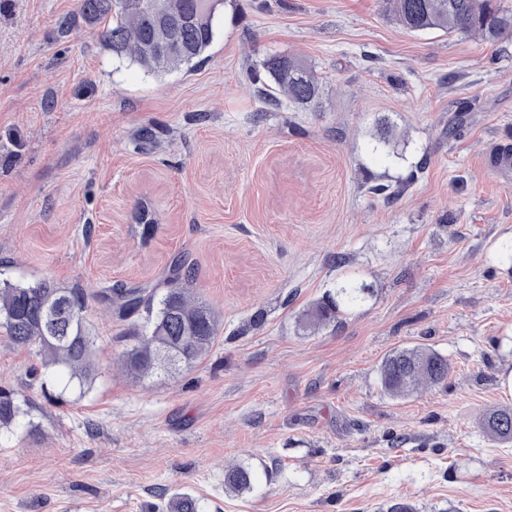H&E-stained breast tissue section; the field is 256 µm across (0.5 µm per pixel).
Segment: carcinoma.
<instances>
[{"label":"carcinoma","mask_w":512,"mask_h":512,"mask_svg":"<svg viewBox=\"0 0 512 512\" xmlns=\"http://www.w3.org/2000/svg\"><path fill=\"white\" fill-rule=\"evenodd\" d=\"M131 7L128 0H77L78 17L104 24L101 41L119 60L136 63L147 71L163 75L185 68L192 70L214 39L216 9L212 0H138ZM397 22L409 32L439 29L478 35L486 41L512 39V12L501 9L494 0H385ZM191 12L193 26L182 33L185 52L160 54L157 48L169 43L175 31L158 19ZM266 80L255 87L254 94L263 111L278 112L285 105L319 112L324 88L315 69L303 59L289 54L272 55L263 63ZM191 268L176 259L164 282V293L155 300L154 288H109L102 294L106 312L121 317L145 314L136 329L132 344L118 354L117 362L133 378L169 373L190 368L212 346L220 330V320L213 308L196 299ZM366 288L354 281L336 286L334 296L318 304L309 313L316 323L330 322L343 308L364 300ZM86 293L66 288L50 279L28 284L0 280V327L20 346H35L43 357V367L55 374L62 370L67 384L85 390L96 375L97 336L86 318ZM448 358L426 347L404 348L386 357L380 369L383 391L392 396L409 395L422 386L448 379ZM24 411L14 392L0 389V425L9 426ZM487 436L501 443H512V406L491 409L481 418ZM249 466L226 469L224 487L244 492L252 486ZM163 512H201L199 501L187 493H174Z\"/></svg>","instance_id":"carcinoma-1"}]
</instances>
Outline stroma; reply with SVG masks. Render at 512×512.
<instances>
[{"mask_svg":"<svg viewBox=\"0 0 512 512\" xmlns=\"http://www.w3.org/2000/svg\"><path fill=\"white\" fill-rule=\"evenodd\" d=\"M75 4L0 0V276L83 288L98 370L66 389L0 329L27 410L0 429V512H160L167 491L202 512H512V444L479 425L512 406V176L487 164L512 145V42L411 33L382 0H227L204 61L158 76ZM273 54L314 66L323 111L262 113L248 73ZM176 257L221 328L137 381L115 358L139 319L95 295ZM345 280L365 301L306 322ZM417 345L447 382L385 394L383 360ZM252 470L248 465H235L226 469L224 487L231 492H244L252 486Z\"/></svg>","mask_w":512,"mask_h":512,"instance_id":"stroma-1","label":"stroma"}]
</instances>
